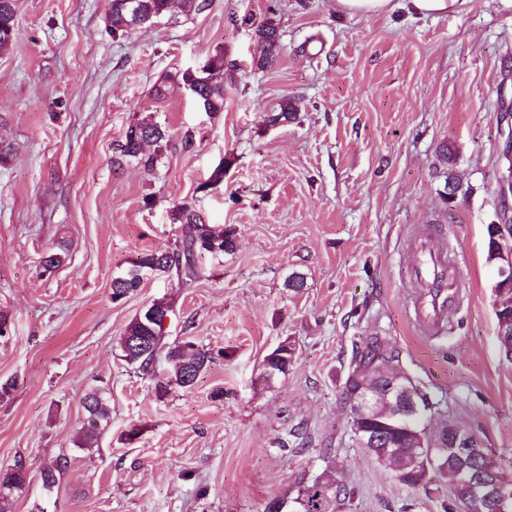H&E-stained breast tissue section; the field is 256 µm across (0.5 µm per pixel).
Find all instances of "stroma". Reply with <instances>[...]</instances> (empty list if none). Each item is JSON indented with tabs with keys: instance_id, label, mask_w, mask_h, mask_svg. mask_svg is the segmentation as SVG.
Masks as SVG:
<instances>
[{
	"instance_id": "stroma-1",
	"label": "stroma",
	"mask_w": 512,
	"mask_h": 512,
	"mask_svg": "<svg viewBox=\"0 0 512 512\" xmlns=\"http://www.w3.org/2000/svg\"><path fill=\"white\" fill-rule=\"evenodd\" d=\"M371 16L336 0H196L170 19L112 35L106 0H15L13 44L0 52V466L30 474L11 512H265L301 478L335 466L356 494L342 512H443L448 485H401L356 442L342 388L357 346L384 338L442 416L478 430L512 476V360L494 313L487 227L498 220L512 116V0H459L422 17L408 0ZM272 17L281 52L251 66L253 19ZM223 51L224 110L201 112L190 90L151 88L160 74ZM295 120L269 125L279 101ZM150 116L171 136L149 176L113 165V147ZM196 136L185 151V131ZM456 149L455 198L442 149ZM223 178H215L216 168ZM236 231V249L204 254L188 281L150 278L123 301L113 277L142 252L181 241L175 205ZM460 251L468 292L452 322L420 334L409 312L414 226ZM65 250L53 273L44 255ZM304 278L294 290L290 274ZM170 301L169 339L216 357L187 390L154 382L116 354L140 309ZM295 349L285 377L260 364ZM107 390L99 445L76 448L81 400ZM302 424L308 449L278 444ZM331 448L322 459L321 448ZM69 466L45 489L42 468Z\"/></svg>"
}]
</instances>
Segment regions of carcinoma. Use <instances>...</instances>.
Segmentation results:
<instances>
[{
	"instance_id": "carcinoma-1",
	"label": "carcinoma",
	"mask_w": 512,
	"mask_h": 512,
	"mask_svg": "<svg viewBox=\"0 0 512 512\" xmlns=\"http://www.w3.org/2000/svg\"><path fill=\"white\" fill-rule=\"evenodd\" d=\"M174 0H108L107 22L112 34H127L130 31L166 16L172 10ZM16 21L14 0H0V51L8 50L13 40ZM256 53L253 67L264 69L270 66L280 52V34L273 19L267 17L257 23ZM182 84L192 92L199 109L211 115L224 111V52H216L202 65L181 73ZM296 105L288 99L278 103V107L268 113L266 120L271 125L288 122L296 115ZM168 147V133L160 123L145 117L128 127L114 148V163L134 161L147 172L156 169L159 160ZM447 169L446 188L448 199H454L459 189L451 165L454 152L443 149ZM174 220L182 226L181 246L173 252L147 251L132 263L126 272L112 279V300H117L128 292H135L145 277L176 275L196 277V258L202 252H211L213 245L224 248V243H234L235 229L218 230L207 224L194 207L182 203L174 211ZM487 262L495 268L503 265L512 267V246L501 251L493 235H488ZM496 317L501 322L512 315V288L504 287L501 281L494 284ZM134 336H146L150 348L166 350L168 368L163 377L157 379L155 387L159 392H168L170 386L188 389L196 383L200 374L213 360L212 351L192 339L168 342L164 327L157 322H149L136 315L126 326L117 340L118 356L128 365L142 372L152 369V354L127 352L129 340ZM399 361V352L385 341L374 337L356 349L355 356L344 384L343 401L352 417L355 436H365L375 440L369 453L381 464L401 469L403 479L399 483L411 489H427L444 479L452 482L453 498L446 512H490V508L475 498L469 487L456 483V474L465 462L451 453L442 455L430 472L410 474L404 460L395 455L397 448H414L418 445L416 433L425 430V418L393 421L386 417L388 404L385 401V385L381 382L383 373ZM285 357L272 350L262 361V378L270 381L287 375L284 369ZM362 386H372L380 394L375 402V412L368 416L357 413L350 404V395ZM85 420L79 437L75 441L78 448H93L110 422V410L103 393L92 390L81 401ZM336 473L329 472L298 483L296 497L291 501L289 512H338V509L351 499L353 492L347 484L339 491L331 489ZM23 464L17 462L14 468L0 469V512H8L14 499L24 493Z\"/></svg>"
}]
</instances>
